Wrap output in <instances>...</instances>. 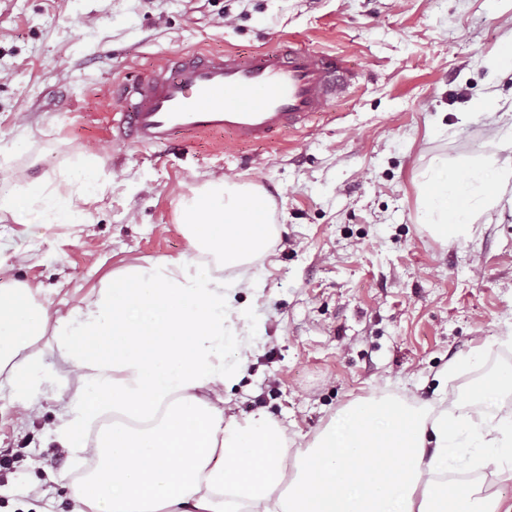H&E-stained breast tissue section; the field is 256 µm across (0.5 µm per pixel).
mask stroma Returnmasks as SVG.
I'll list each match as a JSON object with an SVG mask.
<instances>
[{
    "label": "stroma",
    "instance_id": "1",
    "mask_svg": "<svg viewBox=\"0 0 512 512\" xmlns=\"http://www.w3.org/2000/svg\"><path fill=\"white\" fill-rule=\"evenodd\" d=\"M511 32L512 0H0V192L25 207L37 180L64 203L70 169L88 159L100 184L81 224L51 213L30 228L0 212V250L21 254L0 284L82 306L135 260L195 259L183 196L222 174L260 186L273 232L248 268L258 292L236 296L256 351L223 392L235 413L268 412L301 450L350 401L400 396L461 419L449 471L486 459L501 471L491 491L512 499V461L478 445L487 424L512 418V392L485 388L512 368V183L468 237L437 240L419 219L432 161L505 156L479 103L512 102V68L498 61ZM288 35L358 69L335 119L259 144L112 140L111 115L126 108L113 84L176 51L248 52ZM30 354L37 415L20 420L0 393V512H69L88 458L59 452L49 430L90 370L51 325Z\"/></svg>",
    "mask_w": 512,
    "mask_h": 512
}]
</instances>
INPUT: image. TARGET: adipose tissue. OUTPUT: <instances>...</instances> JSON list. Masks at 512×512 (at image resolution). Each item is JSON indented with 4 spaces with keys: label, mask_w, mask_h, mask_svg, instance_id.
Wrapping results in <instances>:
<instances>
[{
    "label": "adipose tissue",
    "mask_w": 512,
    "mask_h": 512,
    "mask_svg": "<svg viewBox=\"0 0 512 512\" xmlns=\"http://www.w3.org/2000/svg\"><path fill=\"white\" fill-rule=\"evenodd\" d=\"M511 183L508 159L461 172L436 162L422 220L441 240L467 235ZM180 220L193 249L227 267L264 254L271 236L261 188L224 177L184 197ZM210 263L129 266L63 315L37 302L39 287L0 288V390L26 402L37 385L27 351L50 324L93 371L80 395L60 401L53 431L59 448L91 449L98 461L75 486L72 512H433L448 489L439 480L447 415L397 396L362 399L347 409L348 431L327 425L292 457L287 428L270 414L240 417L203 399L234 382L256 347L235 303L256 278L227 282ZM106 413L119 424L87 444Z\"/></svg>",
    "instance_id": "ef3b65f1"
}]
</instances>
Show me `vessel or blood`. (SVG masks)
<instances>
[{
  "label": "vessel or blood",
  "mask_w": 512,
  "mask_h": 512,
  "mask_svg": "<svg viewBox=\"0 0 512 512\" xmlns=\"http://www.w3.org/2000/svg\"><path fill=\"white\" fill-rule=\"evenodd\" d=\"M358 78L344 56L293 38L249 53L176 52L125 85L130 109L113 114L112 136L144 146L205 133L261 143L280 131L305 130L311 118L330 117Z\"/></svg>",
  "instance_id": "vessel-or-blood-1"
}]
</instances>
